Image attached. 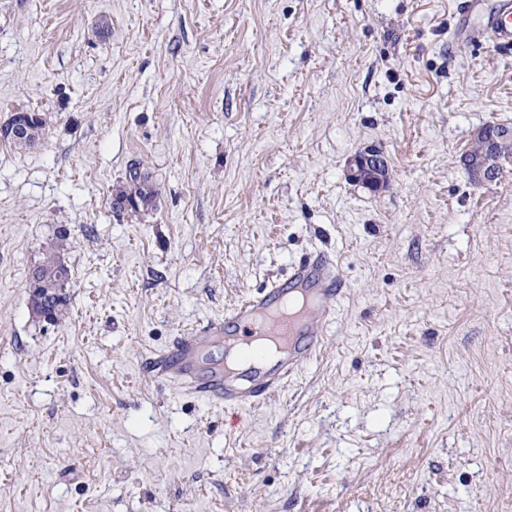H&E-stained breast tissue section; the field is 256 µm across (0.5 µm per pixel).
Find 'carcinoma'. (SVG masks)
Listing matches in <instances>:
<instances>
[{"mask_svg": "<svg viewBox=\"0 0 512 512\" xmlns=\"http://www.w3.org/2000/svg\"><path fill=\"white\" fill-rule=\"evenodd\" d=\"M16 116H25L31 125L32 134L29 136L9 137L4 135L1 139L18 148L33 146L43 136L47 121L39 112L19 111ZM157 191L149 180V175L134 167L129 170L127 187L115 195L110 201L111 208L116 212L137 215L145 209L154 206ZM67 240V230L58 229L56 242L44 250L41 260L33 268L39 279L41 288L42 306L49 314V321L57 323L65 318L70 301L67 288L70 281V269L62 268L59 255L60 246Z\"/></svg>", "mask_w": 512, "mask_h": 512, "instance_id": "obj_1", "label": "carcinoma"}]
</instances>
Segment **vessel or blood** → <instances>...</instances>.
<instances>
[{
    "label": "vessel or blood",
    "instance_id": "obj_1",
    "mask_svg": "<svg viewBox=\"0 0 512 512\" xmlns=\"http://www.w3.org/2000/svg\"><path fill=\"white\" fill-rule=\"evenodd\" d=\"M486 27L498 47L512 48V0H501ZM344 293L333 261L310 255L223 318L176 337L147 363L156 375L207 403L243 408L268 401L321 352ZM217 338L230 353L247 352L248 377L222 367L202 368L205 348Z\"/></svg>",
    "mask_w": 512,
    "mask_h": 512
}]
</instances>
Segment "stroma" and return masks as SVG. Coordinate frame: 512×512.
Here are the masks:
<instances>
[{
	"label": "stroma",
	"instance_id": "1",
	"mask_svg": "<svg viewBox=\"0 0 512 512\" xmlns=\"http://www.w3.org/2000/svg\"><path fill=\"white\" fill-rule=\"evenodd\" d=\"M454 2L0 0V125L47 118L0 141V512H512V161L461 163L512 125V52L450 39ZM371 148L377 193L345 176ZM315 253L346 294L272 400L143 371ZM22 117L26 116L29 120V124L31 125L32 134L30 136H20V137H9L6 134L4 136L0 137L1 139L7 141L14 147L18 148H27L33 146L36 141L43 136L46 127H47V121L46 118L40 113V112H31V111H19L15 112L9 121L4 124V127H8L11 123V121L15 120V117ZM505 143L506 140L498 134L496 122H487L473 132L471 147L461 160L472 181L494 180ZM126 180L128 183L127 187L110 199V205L113 210L119 214L126 212L127 214L138 215L144 209L154 206L158 194L154 185L149 180L148 173L140 171L137 167L130 168ZM129 200H135L141 205L125 209L124 204ZM56 242L44 250L41 260L33 268L31 273L35 271L39 279V286L32 288H41L42 306L45 307L49 314V321L57 323L65 318L70 301L67 288L70 281V269H59L64 262L61 261L59 255L60 246H63L67 240V230L58 229L56 232ZM30 273V274H31ZM39 289H35L33 297L41 304L39 298ZM30 291V290H29ZM30 300L32 304V295L30 291Z\"/></svg>",
	"mask_w": 512,
	"mask_h": 512
}]
</instances>
